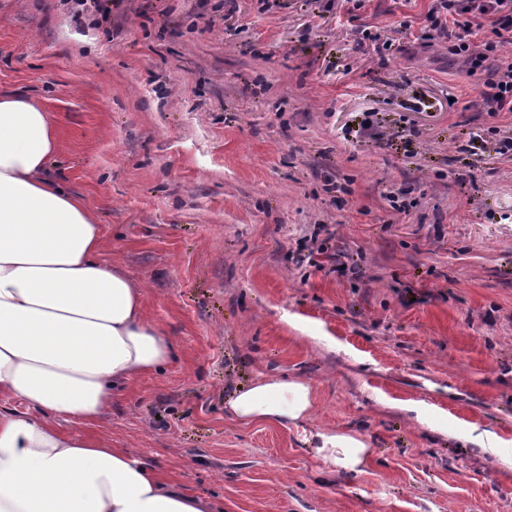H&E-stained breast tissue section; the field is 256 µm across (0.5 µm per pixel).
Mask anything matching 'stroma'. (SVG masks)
<instances>
[{
    "label": "stroma",
    "instance_id": "stroma-1",
    "mask_svg": "<svg viewBox=\"0 0 512 512\" xmlns=\"http://www.w3.org/2000/svg\"><path fill=\"white\" fill-rule=\"evenodd\" d=\"M430 4L0 0V92L54 114V174L177 346L98 432L225 512H512V112L446 38L410 47ZM322 244L335 268L297 263ZM261 376L308 382V418L241 425ZM315 437L319 440L317 454L332 474L358 471L371 454V448L351 434L319 432Z\"/></svg>",
    "mask_w": 512,
    "mask_h": 512
}]
</instances>
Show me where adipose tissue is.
<instances>
[{
  "label": "adipose tissue",
  "instance_id": "1",
  "mask_svg": "<svg viewBox=\"0 0 512 512\" xmlns=\"http://www.w3.org/2000/svg\"><path fill=\"white\" fill-rule=\"evenodd\" d=\"M52 113L34 98L0 94V512H224L112 447L96 430L113 401L159 372L176 345L145 316L140 281L103 259L105 227L60 182ZM246 426L304 420L310 385L268 376L227 399ZM330 473L371 454L359 437L318 433Z\"/></svg>",
  "mask_w": 512,
  "mask_h": 512
}]
</instances>
